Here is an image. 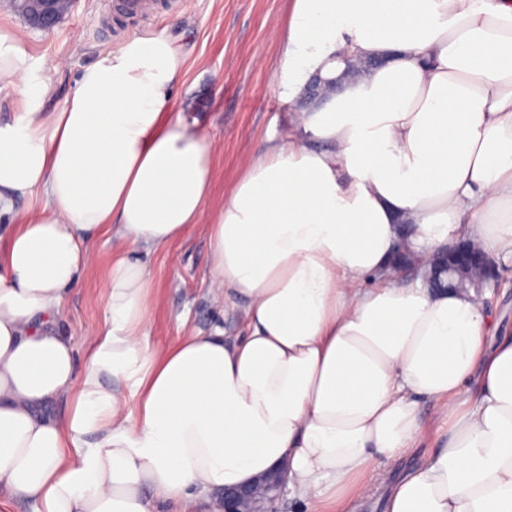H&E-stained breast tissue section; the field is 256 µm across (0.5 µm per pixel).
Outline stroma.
Segmentation results:
<instances>
[{
	"mask_svg": "<svg viewBox=\"0 0 512 512\" xmlns=\"http://www.w3.org/2000/svg\"><path fill=\"white\" fill-rule=\"evenodd\" d=\"M113 0H77L52 29L33 28L0 0V25L17 30L32 75L50 77L44 108L62 107L84 68L101 49L131 37L175 27L183 32L187 51L174 110L198 120L220 142L211 204L242 173L243 162L258 155L283 133L287 115L274 79L277 48L271 31L288 18V0H154L152 11L117 18ZM63 60L58 73L44 63ZM111 244L99 239V262L82 277L69 299L66 335L78 346L101 325L100 282ZM144 262L154 283L148 335L151 345L170 344L192 332L223 324L227 335L242 327L240 312L224 310L209 293V246L203 228L166 249L150 252Z\"/></svg>",
	"mask_w": 512,
	"mask_h": 512,
	"instance_id": "obj_1",
	"label": "stroma"
}]
</instances>
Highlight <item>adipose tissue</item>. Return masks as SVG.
Wrapping results in <instances>:
<instances>
[{"label":"adipose tissue","mask_w":512,"mask_h":512,"mask_svg":"<svg viewBox=\"0 0 512 512\" xmlns=\"http://www.w3.org/2000/svg\"><path fill=\"white\" fill-rule=\"evenodd\" d=\"M274 38L287 130L213 211L217 147L173 112L172 36L99 51L53 112L37 81L0 120V487L32 512H222L279 468L306 512L377 493L512 512V333L473 289L421 279L463 239L512 257V0H290ZM17 41L0 28V88L26 74ZM200 225L243 329L151 346L136 252ZM103 236L81 353L62 325ZM402 246L418 279L393 271Z\"/></svg>","instance_id":"ef3b65f1"}]
</instances>
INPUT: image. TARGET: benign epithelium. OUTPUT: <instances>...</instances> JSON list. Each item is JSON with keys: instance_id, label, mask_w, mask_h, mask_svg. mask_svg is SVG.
<instances>
[{"instance_id": "benign-epithelium-1", "label": "benign epithelium", "mask_w": 512, "mask_h": 512, "mask_svg": "<svg viewBox=\"0 0 512 512\" xmlns=\"http://www.w3.org/2000/svg\"><path fill=\"white\" fill-rule=\"evenodd\" d=\"M23 10L33 27L50 30L60 17L59 0H24ZM493 262L484 253L460 242L436 255L437 273H428L424 282L428 286L441 283L439 275H447L448 288H474L478 291L491 285ZM284 473L274 471L253 484L224 492V512H280L285 496Z\"/></svg>"}]
</instances>
